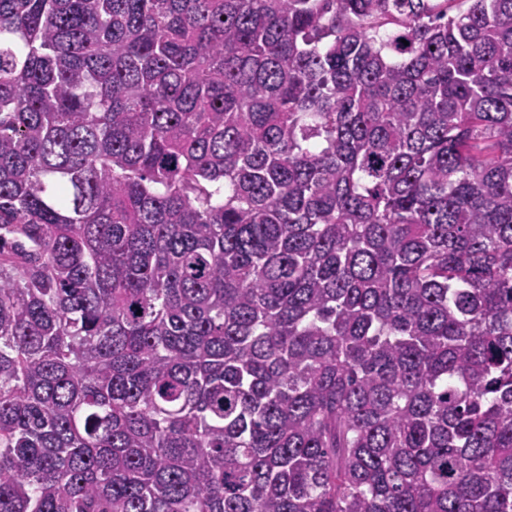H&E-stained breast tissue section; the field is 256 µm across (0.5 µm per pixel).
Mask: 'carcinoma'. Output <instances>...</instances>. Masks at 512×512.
<instances>
[{
    "label": "carcinoma",
    "instance_id": "cac0c4a2",
    "mask_svg": "<svg viewBox=\"0 0 512 512\" xmlns=\"http://www.w3.org/2000/svg\"><path fill=\"white\" fill-rule=\"evenodd\" d=\"M0 512H512V0H0Z\"/></svg>",
    "mask_w": 512,
    "mask_h": 512
}]
</instances>
